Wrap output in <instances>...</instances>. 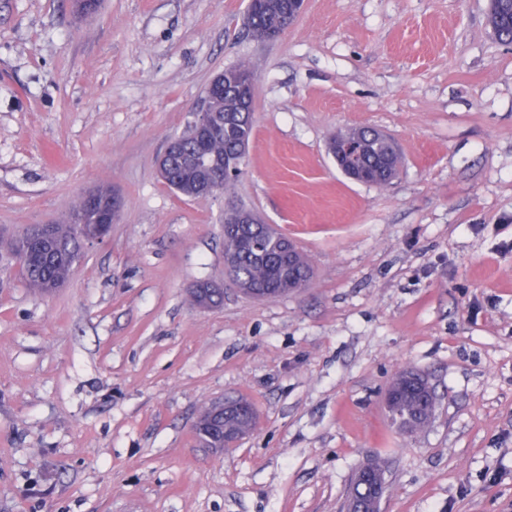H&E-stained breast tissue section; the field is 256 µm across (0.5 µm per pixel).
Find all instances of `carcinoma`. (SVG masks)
Returning a JSON list of instances; mask_svg holds the SVG:
<instances>
[{
	"instance_id": "obj_1",
	"label": "carcinoma",
	"mask_w": 512,
	"mask_h": 512,
	"mask_svg": "<svg viewBox=\"0 0 512 512\" xmlns=\"http://www.w3.org/2000/svg\"><path fill=\"white\" fill-rule=\"evenodd\" d=\"M278 0H264L260 5H248L251 23L257 27L271 28L279 17ZM489 23L497 37L504 43L512 42V0H491ZM206 107L219 116L221 124L204 147L205 153L220 163L241 165L239 149L249 143L254 113L246 110L241 94L234 86L224 91V96L206 98ZM348 143L355 147L361 164L367 168L380 162L388 171V176L375 180L377 184L390 182L397 174L401 164V155L395 143L378 130L366 127L349 128L336 133L329 144V151L336 164L345 175H350V162L347 156L340 154V144ZM197 150L195 141L183 134V142L177 148L176 164L165 183L185 197L198 196L193 157ZM87 224L98 221L99 211L90 207L86 197H81L64 224L51 225L55 261L45 263L44 247L39 242H28L21 237L14 241L13 249L29 287L41 293H48L51 286L66 282L73 272V266L85 244L77 219ZM224 227L229 230L224 238V262L234 270L238 288L248 295L254 288H269L274 296L286 295L291 291L306 287L312 269L307 258L297 249L288 248L284 235L273 229L265 232L261 238L255 232L256 226L249 220L236 214L231 216ZM193 301L200 307H213L221 304L223 298L219 289L201 284L192 292ZM413 372L399 375L391 384L396 391L393 400L386 402L389 417L393 423L407 431L423 428L432 417L428 406L421 397L405 386ZM214 407L207 408L195 425V433L208 446L220 447V443L207 436L208 424ZM256 423V417L247 418L235 408V401L225 402L224 433L243 435Z\"/></svg>"
}]
</instances>
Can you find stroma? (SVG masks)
<instances>
[{
    "mask_svg": "<svg viewBox=\"0 0 512 512\" xmlns=\"http://www.w3.org/2000/svg\"><path fill=\"white\" fill-rule=\"evenodd\" d=\"M248 0H0V512H341L380 462L383 512H512V44L490 0H306L253 39ZM255 77L230 191L188 198L157 160L224 70ZM393 137L387 185L345 176L336 131ZM121 211L70 280L27 285L10 244L89 189ZM314 275L255 300L224 271V206ZM209 282L222 304L190 292ZM439 403L396 429L403 370ZM257 424L204 447V410Z\"/></svg>",
    "mask_w": 512,
    "mask_h": 512,
    "instance_id": "35a3bbf8",
    "label": "stroma"
}]
</instances>
